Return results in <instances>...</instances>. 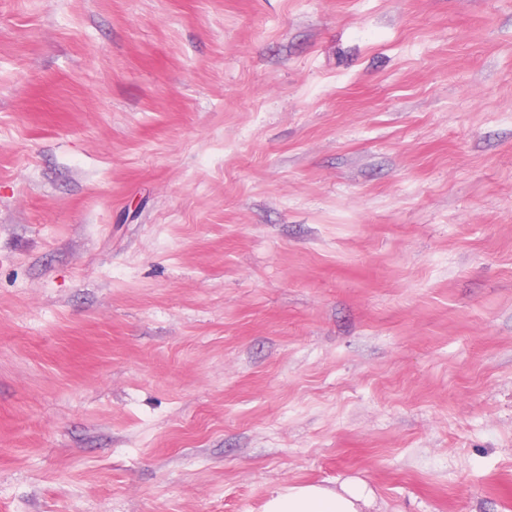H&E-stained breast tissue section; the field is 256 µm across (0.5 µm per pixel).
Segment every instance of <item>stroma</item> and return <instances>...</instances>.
Instances as JSON below:
<instances>
[{"mask_svg":"<svg viewBox=\"0 0 512 512\" xmlns=\"http://www.w3.org/2000/svg\"><path fill=\"white\" fill-rule=\"evenodd\" d=\"M512 512V0H0V512ZM373 491L358 480L332 489L319 484L290 485L271 498L265 512H375Z\"/></svg>","mask_w":512,"mask_h":512,"instance_id":"stroma-1","label":"stroma"}]
</instances>
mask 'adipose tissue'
<instances>
[{"mask_svg": "<svg viewBox=\"0 0 512 512\" xmlns=\"http://www.w3.org/2000/svg\"><path fill=\"white\" fill-rule=\"evenodd\" d=\"M374 504L367 484L349 480L335 489L319 484L288 486L267 502L265 512H370Z\"/></svg>", "mask_w": 512, "mask_h": 512, "instance_id": "1", "label": "adipose tissue"}]
</instances>
